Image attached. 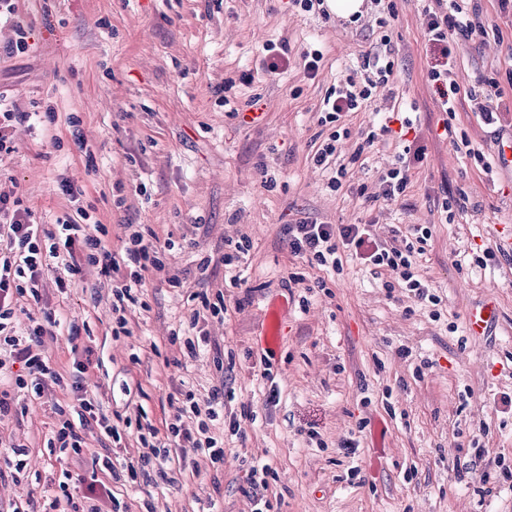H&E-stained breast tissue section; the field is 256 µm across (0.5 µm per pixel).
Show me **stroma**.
Wrapping results in <instances>:
<instances>
[{"mask_svg": "<svg viewBox=\"0 0 512 512\" xmlns=\"http://www.w3.org/2000/svg\"><path fill=\"white\" fill-rule=\"evenodd\" d=\"M428 4L369 2L353 22L292 0H15L28 48L6 53L15 34L0 22V103L24 116L12 122L11 152L0 153V196L21 200L48 228L83 207L115 253L130 224L175 244L130 308V335H112L109 278L93 270L63 286L59 263L45 270L40 300H18L15 335L55 317L34 350L68 372L78 325L100 361L82 383L107 415L142 410L160 428L170 394L205 399L225 388L224 411L241 433L215 421L223 469L183 448L137 483L116 479L103 465L114 443L97 426L82 430L81 454L48 447L74 395L56 387L31 396L14 383L16 365L0 374L11 405L0 417V512H59L65 491L95 480L111 490L108 512H250L242 475L257 462L276 473L272 512H512V478L501 473L512 467V409L501 403L512 396V257L497 247L512 234V170L496 161L499 140L512 135V13L469 0L487 33L458 40L448 59L461 88L452 125L468 138L467 155L444 135L427 76ZM385 34L393 81L345 117V174L331 189L313 160L335 130L321 123V103ZM270 43L288 48L277 74L264 69ZM313 49L323 60L311 76L302 55ZM492 77L508 108L488 125L473 97ZM406 117L414 125L403 136ZM383 124L390 135L365 146ZM412 143L425 156L405 195L385 201L380 178ZM461 195L463 209L446 220L444 199ZM303 221L369 224L387 242L430 228L415 272L440 304L414 301L390 287L389 273L348 255L338 274L292 255L286 229ZM243 236L248 253L225 266V240ZM292 273L299 282L284 288ZM202 294L223 295L228 313L199 323L208 341L191 359L183 339ZM488 296L499 318L476 338L468 313ZM266 353L273 376L263 381L254 365ZM352 435L359 448L348 455L341 444ZM17 446L29 450L21 469L9 460Z\"/></svg>", "mask_w": 512, "mask_h": 512, "instance_id": "stroma-1", "label": "stroma"}]
</instances>
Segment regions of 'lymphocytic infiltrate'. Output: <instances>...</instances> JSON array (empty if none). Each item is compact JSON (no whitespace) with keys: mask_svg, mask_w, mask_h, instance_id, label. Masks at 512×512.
Here are the masks:
<instances>
[{"mask_svg":"<svg viewBox=\"0 0 512 512\" xmlns=\"http://www.w3.org/2000/svg\"><path fill=\"white\" fill-rule=\"evenodd\" d=\"M448 2V10H424L422 25L434 54L428 77L440 99L441 110L447 116L442 128L449 135L453 132L449 117L455 112L456 97L460 92L448 70L451 47L456 39L471 38L474 33L482 32L483 27L470 17L466 8L467 0ZM392 74L393 63L388 55L365 53L362 73L347 76L324 97V122L340 121L347 114L361 109L376 85L388 84ZM0 213L7 216L6 234L12 245L10 255H0V332L5 330L6 322L12 316L15 296L24 295L26 288L35 287L50 259L64 251L71 258L66 267L70 279H82L85 271L92 268L111 278L112 314L115 319L112 334L116 337L129 334V305L134 302L136 291L145 288L147 273L164 270L162 256L166 250L172 249V242L159 243L146 239L140 225H128L124 251L135 268L125 274L121 271L119 260L89 225L72 221L57 225L55 230L50 231L32 222L29 208H10L7 198L1 196ZM287 234L292 253L318 265H328L334 271H342L339 253L348 251L363 262L389 272L417 302L433 305L440 302L439 296L431 291L427 283L416 278L412 270L416 247L427 242L431 235L429 228H415L414 240L398 244L378 242L366 224L338 227L303 222L289 225ZM8 343L13 348L12 360L21 363L25 369L24 377L17 380L18 385L28 387L31 394L38 397L52 385L70 386L76 395L73 407L75 417L63 422L53 437L55 444L63 449L80 450V429L92 423L103 429L113 441H121L118 424L110 422L94 396L84 390L80 383V374L89 368L87 362L74 360L75 372L66 379L40 354L34 353L31 346L22 345L19 338L9 337ZM216 405V397L204 400L188 391L177 399L173 413L166 419L163 428L151 425L138 427L140 451L137 458L125 463L128 480H137L139 475L144 474L146 466L166 443L177 447L190 445L207 454L214 468H222L224 441L210 432L211 422L219 416Z\"/></svg>","mask_w":512,"mask_h":512,"instance_id":"lymphocytic-infiltrate-1","label":"lymphocytic infiltrate"}]
</instances>
